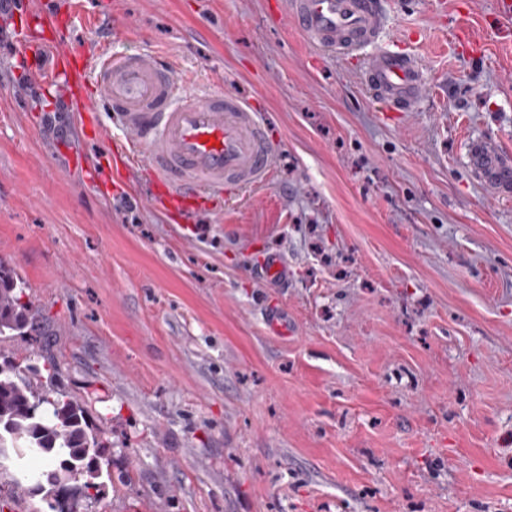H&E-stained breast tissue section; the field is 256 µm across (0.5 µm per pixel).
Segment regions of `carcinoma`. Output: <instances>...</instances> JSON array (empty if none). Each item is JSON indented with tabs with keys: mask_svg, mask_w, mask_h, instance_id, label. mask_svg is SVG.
I'll return each instance as SVG.
<instances>
[{
	"mask_svg": "<svg viewBox=\"0 0 512 512\" xmlns=\"http://www.w3.org/2000/svg\"><path fill=\"white\" fill-rule=\"evenodd\" d=\"M25 282L0 260V340L50 336L53 330L39 311L23 300ZM13 450L21 460L35 452L39 473L26 488L49 512H71L68 500L94 491L104 497L112 477H103L110 446L88 422L85 406L54 396L21 376L20 365L0 362V453Z\"/></svg>",
	"mask_w": 512,
	"mask_h": 512,
	"instance_id": "carcinoma-1",
	"label": "carcinoma"
}]
</instances>
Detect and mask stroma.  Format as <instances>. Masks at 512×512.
Here are the masks:
<instances>
[{
    "label": "stroma",
    "instance_id": "stroma-1",
    "mask_svg": "<svg viewBox=\"0 0 512 512\" xmlns=\"http://www.w3.org/2000/svg\"><path fill=\"white\" fill-rule=\"evenodd\" d=\"M385 44L426 66L395 117L363 59L316 50L281 0H78L64 44L110 38L262 113L271 183L193 228L112 175L95 138L0 38V259L50 323L0 341L43 389L83 402L113 487L80 512H512V198L470 169L512 155V40L492 0H387ZM485 24L456 46L457 9ZM279 254L285 282L256 273ZM288 322L276 333L268 313ZM0 463V512H38Z\"/></svg>",
    "mask_w": 512,
    "mask_h": 512
}]
</instances>
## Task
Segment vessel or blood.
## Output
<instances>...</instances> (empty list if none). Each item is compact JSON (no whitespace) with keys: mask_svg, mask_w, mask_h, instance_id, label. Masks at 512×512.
<instances>
[{"mask_svg":"<svg viewBox=\"0 0 512 512\" xmlns=\"http://www.w3.org/2000/svg\"><path fill=\"white\" fill-rule=\"evenodd\" d=\"M283 9L318 50L346 56L376 46L363 83L392 111L417 109L423 65L382 46L387 15L380 0H283ZM49 80L61 85L68 111L110 113L125 139L112 165L115 179L144 168V199L180 223H195L225 189L259 188L274 177L276 148L261 114L238 97L188 89L153 53L106 45L75 57L61 52ZM470 162L492 191L512 192V161L492 141L474 143Z\"/></svg>","mask_w":512,"mask_h":512,"instance_id":"obj_1","label":"vessel or blood"}]
</instances>
